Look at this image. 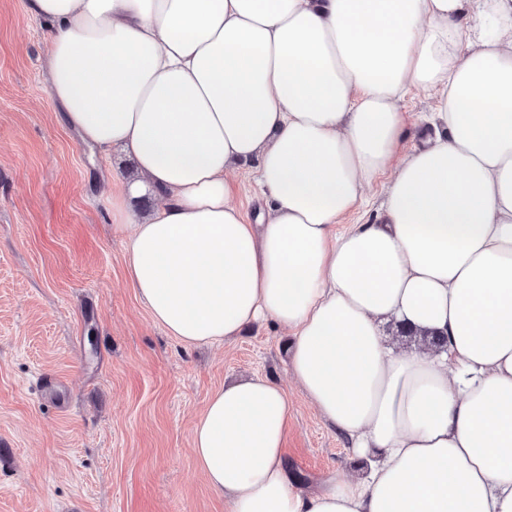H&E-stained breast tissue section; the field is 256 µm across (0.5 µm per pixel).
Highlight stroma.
<instances>
[{"instance_id": "stroma-1", "label": "stroma", "mask_w": 512, "mask_h": 512, "mask_svg": "<svg viewBox=\"0 0 512 512\" xmlns=\"http://www.w3.org/2000/svg\"><path fill=\"white\" fill-rule=\"evenodd\" d=\"M27 0H0V512H225L191 431L224 384L266 375L286 390V462L299 487L362 463L295 386L290 334L272 321L188 347L131 285L112 193L134 174L58 119L50 30Z\"/></svg>"}]
</instances>
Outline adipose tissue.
<instances>
[{
  "mask_svg": "<svg viewBox=\"0 0 512 512\" xmlns=\"http://www.w3.org/2000/svg\"><path fill=\"white\" fill-rule=\"evenodd\" d=\"M63 122L140 179L112 201L132 285L187 346L272 319L363 478L306 492L290 404L211 393L192 448L226 512H512V0H28ZM433 129L403 146L409 88ZM255 163L247 223L231 174ZM373 222L342 225L387 168ZM150 193L139 216L130 197ZM396 322L443 336L398 351Z\"/></svg>",
  "mask_w": 512,
  "mask_h": 512,
  "instance_id": "obj_1",
  "label": "adipose tissue"
}]
</instances>
